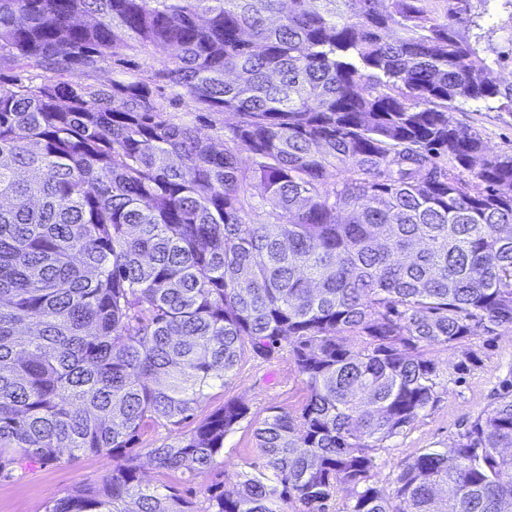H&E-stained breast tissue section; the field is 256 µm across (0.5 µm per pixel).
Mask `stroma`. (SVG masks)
<instances>
[{"label":"stroma","instance_id":"35a3bbf8","mask_svg":"<svg viewBox=\"0 0 512 512\" xmlns=\"http://www.w3.org/2000/svg\"><path fill=\"white\" fill-rule=\"evenodd\" d=\"M465 18L476 22L483 35L482 44L493 60L488 79L503 88L511 86L512 0H468ZM450 115L458 125L478 131L489 154H512V110L502 108L500 100L461 101ZM468 347L481 362L462 377L454 369L459 352L435 351L446 391L433 409L376 450L372 480L381 489L394 490L401 469L423 449L452 450L469 422L489 408L501 381L512 377L511 330L500 328L493 334L474 337ZM307 397L304 378L288 353L268 360L244 354L228 383L211 389L208 400L192 419L178 428L147 422L138 440L144 452L173 442L190 433L198 421L224 402L238 400L249 407L250 413L226 435L223 465L203 472L192 468L166 472L146 463L141 467L143 482L175 488L201 510L207 488L231 487L237 473L256 460L259 452L254 430L270 408L297 413ZM111 467V459L105 456L83 455L73 460L64 453L54 462L0 474V512H45L50 497H61L78 485L101 481Z\"/></svg>","mask_w":512,"mask_h":512}]
</instances>
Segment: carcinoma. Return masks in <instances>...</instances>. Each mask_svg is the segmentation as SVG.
I'll return each instance as SVG.
<instances>
[{
    "label": "carcinoma",
    "instance_id": "obj_1",
    "mask_svg": "<svg viewBox=\"0 0 512 512\" xmlns=\"http://www.w3.org/2000/svg\"><path fill=\"white\" fill-rule=\"evenodd\" d=\"M429 2L0 0V473L112 458L46 512H197L142 484L143 425L284 350L305 406L270 409L202 512H327L340 490L343 512H512V382L452 452L371 481L439 401L432 351L512 329V155L448 114L512 86ZM120 49L170 65L97 83ZM166 86L236 114L222 149ZM248 415L227 401L148 457L220 466Z\"/></svg>",
    "mask_w": 512,
    "mask_h": 512
}]
</instances>
